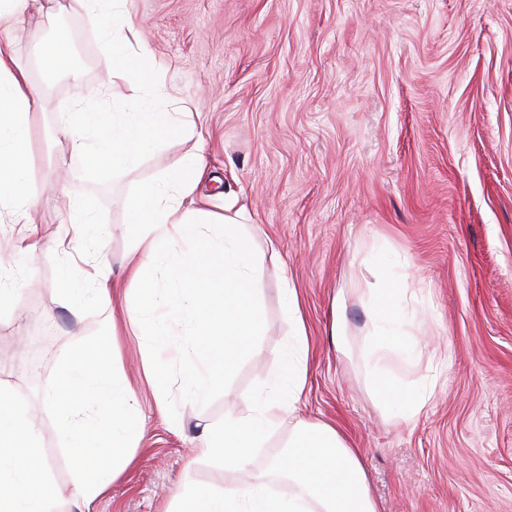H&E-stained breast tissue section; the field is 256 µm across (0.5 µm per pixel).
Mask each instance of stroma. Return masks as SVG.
I'll use <instances>...</instances> for the list:
<instances>
[{
	"label": "stroma",
	"instance_id": "obj_1",
	"mask_svg": "<svg viewBox=\"0 0 512 512\" xmlns=\"http://www.w3.org/2000/svg\"><path fill=\"white\" fill-rule=\"evenodd\" d=\"M79 48L46 71L55 39L36 13L8 30L43 91L31 129L23 223L0 220V385L35 420L51 465L54 512H71L70 439L47 395L76 348L104 338L129 303L80 298L96 266L126 279L136 238L129 203L142 185L202 157L196 205L245 209L262 256L263 335L253 337L225 388L188 385L176 350L150 349L126 330L121 357L138 392L144 433L133 465L90 512H168L185 483L284 486L266 463L280 431L247 473L195 453L247 400L267 393L288 345L280 272L307 324L308 383L299 416L336 426L362 459L378 512H512V0H127L155 63L151 83H119L117 112H187L195 140L148 134L130 170H94L54 129L98 87L111 59L91 12L55 0ZM94 221L74 231L68 214ZM36 227V252L21 246ZM105 230L106 249L91 248ZM78 292L63 295L61 277ZM391 302L422 354L394 364L389 383L434 387L416 420L381 399L367 357L372 289ZM169 377L170 427L145 381L146 360Z\"/></svg>",
	"mask_w": 512,
	"mask_h": 512
}]
</instances>
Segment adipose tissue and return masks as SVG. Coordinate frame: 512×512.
<instances>
[{
  "label": "adipose tissue",
  "mask_w": 512,
  "mask_h": 512,
  "mask_svg": "<svg viewBox=\"0 0 512 512\" xmlns=\"http://www.w3.org/2000/svg\"><path fill=\"white\" fill-rule=\"evenodd\" d=\"M73 10H89L102 22L103 46L112 57L109 79L129 85L145 82L148 57L139 51V30L125 0H70ZM41 89L34 85L12 44L0 40V207L25 213L33 200L27 174L30 137ZM170 137L197 135L195 124L167 112H80L61 120V135L73 152L98 169H127L145 143L142 130ZM197 156L185 158L177 171L142 188L131 203L139 236L131 252L129 277L139 299L127 310V323L150 342L171 344L172 324L188 319L185 345L194 356L185 374L199 393L222 385L242 356L250 337L260 335L264 311L259 299V254L240 221V211L223 214L187 205L196 188ZM217 225V233L206 230ZM166 263L171 287H158L152 276ZM220 281L223 295L208 285ZM283 302L291 324L288 350L277 363L279 388L251 401L245 414L225 420L221 430L200 441L196 453L220 457L228 471L248 467L255 448L280 431L294 415L307 381L309 343L298 296L284 282ZM372 326L370 357L376 370L407 358L404 348L387 343L397 324L393 308L376 297L368 311ZM122 330L111 327L108 339L75 350L62 363L50 397L72 434L77 469L74 504L85 512L132 463L140 439L137 393L127 380L120 357ZM284 454L270 461L273 472L287 476L288 496L270 494L266 483L245 491L201 492L186 485L174 512H377L368 478L355 451L336 427L296 418ZM0 512H52L51 484L40 439L28 412L17 410L0 388Z\"/></svg>",
  "instance_id": "1"
}]
</instances>
